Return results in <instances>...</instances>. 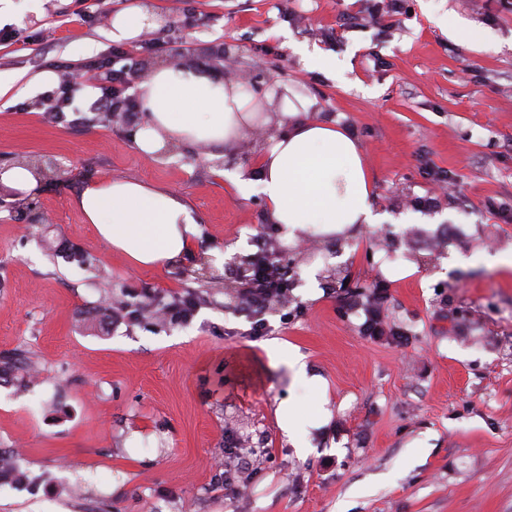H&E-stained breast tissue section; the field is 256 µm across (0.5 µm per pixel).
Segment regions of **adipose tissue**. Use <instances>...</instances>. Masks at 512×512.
Listing matches in <instances>:
<instances>
[{
	"instance_id": "ef3b65f1",
	"label": "adipose tissue",
	"mask_w": 512,
	"mask_h": 512,
	"mask_svg": "<svg viewBox=\"0 0 512 512\" xmlns=\"http://www.w3.org/2000/svg\"><path fill=\"white\" fill-rule=\"evenodd\" d=\"M160 26L142 0L112 17L109 37L131 43ZM266 102L280 101L286 131L272 135L257 157L256 185L267 217L295 244L312 235L333 236L358 226L382 223L372 205L373 176L363 150L336 124L310 118L308 100L279 97L270 89ZM147 114L134 136L144 153L157 155L183 143H205L222 152L250 128L256 100L240 83L160 63L139 85ZM75 204L97 236L131 266L151 269L193 253L198 221L178 195L129 179L86 185Z\"/></svg>"
}]
</instances>
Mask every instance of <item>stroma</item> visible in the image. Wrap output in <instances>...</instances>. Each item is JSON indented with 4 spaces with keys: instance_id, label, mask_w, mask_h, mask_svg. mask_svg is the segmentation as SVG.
<instances>
[{
    "instance_id": "obj_1",
    "label": "stroma",
    "mask_w": 512,
    "mask_h": 512,
    "mask_svg": "<svg viewBox=\"0 0 512 512\" xmlns=\"http://www.w3.org/2000/svg\"><path fill=\"white\" fill-rule=\"evenodd\" d=\"M126 0H47L35 18L13 0L0 25V167L51 166L30 199L51 235L78 243L112 276L53 261L29 230L28 197L0 186V355L25 353L43 371L30 392L0 386V449L16 451L25 484L0 477V512H512V7L505 0H149L192 54L221 43L242 78L308 98L312 118L346 129L374 177L382 227L308 238L299 247L292 303L273 306L267 336L225 289L192 322L165 329H85L82 312L123 286L180 290L188 271L221 249L246 257L268 223L256 157L277 124L257 123L215 160L183 144L143 154L134 127L64 121L28 108L33 57L81 68L77 46L107 57L111 18ZM380 10V23L341 30L344 14ZM483 39L467 41L469 31ZM336 61L317 66L318 54ZM447 171L432 210L426 166ZM223 174H216V167ZM131 179L172 190L199 219L197 250L137 269L101 241L76 208L87 182ZM487 262L472 266L474 251ZM387 285L385 318L405 343L363 335L365 313L337 285ZM279 339L327 383L294 382L266 349ZM296 402L285 436L276 416ZM330 416L312 427L321 408ZM234 443L226 451V443Z\"/></svg>"
}]
</instances>
